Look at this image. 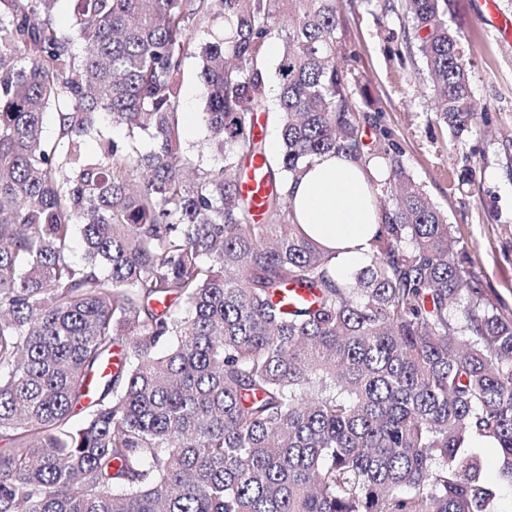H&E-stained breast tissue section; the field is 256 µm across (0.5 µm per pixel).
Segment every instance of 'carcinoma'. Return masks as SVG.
Instances as JSON below:
<instances>
[{"label": "carcinoma", "instance_id": "obj_1", "mask_svg": "<svg viewBox=\"0 0 512 512\" xmlns=\"http://www.w3.org/2000/svg\"><path fill=\"white\" fill-rule=\"evenodd\" d=\"M59 2L0 0V512H495L467 442L493 440L512 483V316L391 132L363 143L339 0H74L66 31ZM402 9L437 119L470 130L448 0ZM273 39L274 164L254 133ZM190 58L217 169L181 147ZM101 116L126 135L92 156ZM330 151L389 168L348 275L286 190ZM288 287L312 300L275 302ZM241 188L243 194L246 197H250L254 216L260 218L266 194V177L260 169L259 161L254 164V167L250 168L241 184Z\"/></svg>", "mask_w": 512, "mask_h": 512}]
</instances>
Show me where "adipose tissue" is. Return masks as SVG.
Wrapping results in <instances>:
<instances>
[{"label": "adipose tissue", "instance_id": "obj_1", "mask_svg": "<svg viewBox=\"0 0 512 512\" xmlns=\"http://www.w3.org/2000/svg\"><path fill=\"white\" fill-rule=\"evenodd\" d=\"M381 177L376 165L365 166L330 152L288 184L299 224L312 238L336 250L341 273H349L367 258L382 222L371 183Z\"/></svg>", "mask_w": 512, "mask_h": 512}]
</instances>
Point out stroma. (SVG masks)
I'll use <instances>...</instances> for the list:
<instances>
[{"instance_id": "35a3bbf8", "label": "stroma", "mask_w": 512, "mask_h": 512, "mask_svg": "<svg viewBox=\"0 0 512 512\" xmlns=\"http://www.w3.org/2000/svg\"><path fill=\"white\" fill-rule=\"evenodd\" d=\"M451 20L469 44L470 94L478 127L453 133L435 119L430 80L420 56L406 49L401 0H341L343 47L353 73L378 109L362 129L368 144L387 128L407 173L447 214L465 244L469 268L503 313H512V35L487 23V11L512 19V0H450ZM198 63L184 65L180 103L182 149L194 164L220 165L198 154L208 131L198 120Z\"/></svg>"}]
</instances>
